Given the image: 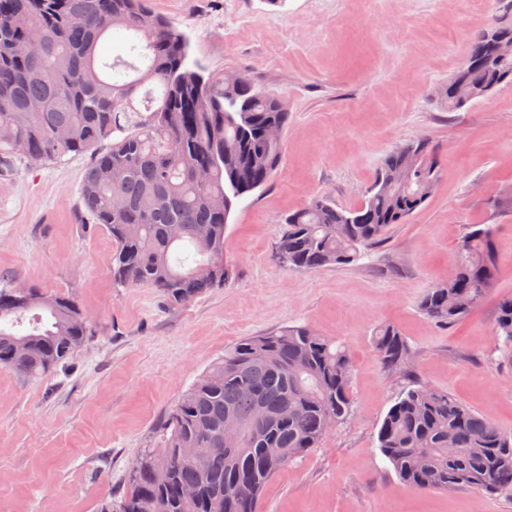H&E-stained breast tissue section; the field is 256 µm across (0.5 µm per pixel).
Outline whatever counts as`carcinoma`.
<instances>
[{
	"mask_svg": "<svg viewBox=\"0 0 512 512\" xmlns=\"http://www.w3.org/2000/svg\"><path fill=\"white\" fill-rule=\"evenodd\" d=\"M490 28L512 34V4ZM125 55L97 58L105 37ZM42 41L39 52L24 46ZM189 41L143 0H0V175L21 161L89 158L80 198L112 239V280L186 304L232 276L224 233L234 203L264 188L283 158L265 129L288 112L248 79L204 78L187 65ZM469 81L448 111L512 84V59L490 40L469 44L457 73ZM442 173L432 147L406 144L382 161L352 209L315 197L284 219L278 252L298 272L357 262L427 202ZM493 227L476 224L457 245L456 273L427 289L420 312L441 326L463 319L492 287ZM86 317L69 294L0 289V367L27 376L56 370L86 339ZM512 356V295L493 323ZM373 347L406 385L384 416L378 448L415 491L469 489L512 497V431H504L415 373L391 323ZM353 360L308 325L251 336L224 351L170 408L155 448H143L125 493L100 512H257L266 485L351 414ZM241 425L224 443V418ZM456 449L453 456L448 449ZM167 472L165 481L156 472Z\"/></svg>",
	"mask_w": 512,
	"mask_h": 512,
	"instance_id": "obj_1",
	"label": "carcinoma"
}]
</instances>
